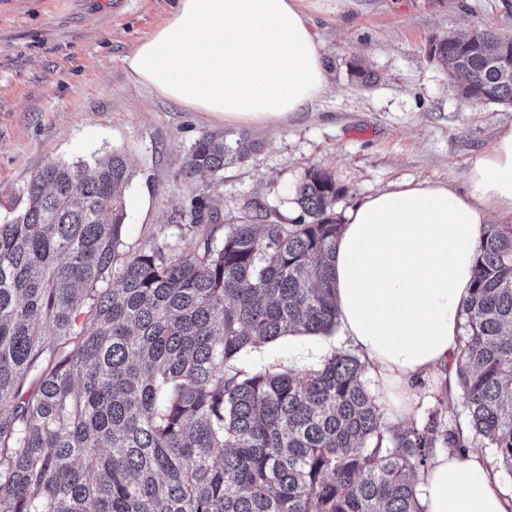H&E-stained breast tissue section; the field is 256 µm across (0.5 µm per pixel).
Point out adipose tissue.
<instances>
[{"label":"adipose tissue","mask_w":512,"mask_h":512,"mask_svg":"<svg viewBox=\"0 0 512 512\" xmlns=\"http://www.w3.org/2000/svg\"><path fill=\"white\" fill-rule=\"evenodd\" d=\"M307 0H176L125 56L132 78L229 126L279 128L329 89ZM470 191L402 183L352 208L336 240L338 330L399 416L455 385L476 248L490 213L512 217V127L469 172ZM422 512H512L474 451L439 450L416 483Z\"/></svg>","instance_id":"1"}]
</instances>
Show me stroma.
Here are the masks:
<instances>
[{
  "label": "stroma",
  "instance_id": "1",
  "mask_svg": "<svg viewBox=\"0 0 512 512\" xmlns=\"http://www.w3.org/2000/svg\"><path fill=\"white\" fill-rule=\"evenodd\" d=\"M174 0H0V220L20 213L32 174L113 152L131 178L123 249L157 243L193 249L190 202L207 195L225 223L258 207L281 224L297 218L294 188L310 169L343 192L337 221L357 203L405 182L469 190L468 172L512 127V106L475 105L428 55L431 42L474 30L512 34V0H316L330 90L299 119L253 130L258 150L219 180L182 179L185 156L222 126L135 82L124 57L168 17ZM373 80H366L364 72ZM340 333L280 338L246 353L248 369L302 372L347 349Z\"/></svg>",
  "mask_w": 512,
  "mask_h": 512
}]
</instances>
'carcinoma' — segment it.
Masks as SVG:
<instances>
[{"instance_id": "obj_1", "label": "carcinoma", "mask_w": 512, "mask_h": 512, "mask_svg": "<svg viewBox=\"0 0 512 512\" xmlns=\"http://www.w3.org/2000/svg\"><path fill=\"white\" fill-rule=\"evenodd\" d=\"M473 104L512 105L501 36L431 43ZM258 148L205 132L181 176L217 177ZM129 175L118 153L51 160L0 222V512H421L433 452L496 449L512 471V224L477 248L457 383L465 420L397 429L335 351L305 374L240 366L288 333L338 327L333 175L308 171L301 216L254 210L191 252L121 253ZM198 228L220 223L202 196Z\"/></svg>"}]
</instances>
